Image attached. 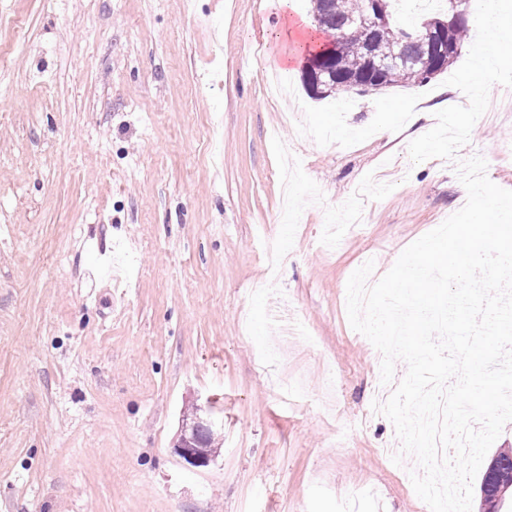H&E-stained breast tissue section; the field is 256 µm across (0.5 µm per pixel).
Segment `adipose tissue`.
<instances>
[{
  "mask_svg": "<svg viewBox=\"0 0 512 512\" xmlns=\"http://www.w3.org/2000/svg\"><path fill=\"white\" fill-rule=\"evenodd\" d=\"M474 21L484 27L486 35L480 51L477 83L490 86L500 72L512 62V13L501 8H487L475 14Z\"/></svg>",
  "mask_w": 512,
  "mask_h": 512,
  "instance_id": "1",
  "label": "adipose tissue"
}]
</instances>
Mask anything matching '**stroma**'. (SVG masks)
Listing matches in <instances>:
<instances>
[{
	"label": "stroma",
	"mask_w": 512,
	"mask_h": 512,
	"mask_svg": "<svg viewBox=\"0 0 512 512\" xmlns=\"http://www.w3.org/2000/svg\"><path fill=\"white\" fill-rule=\"evenodd\" d=\"M311 7L0 0V512H426L346 285L463 207L457 161L512 190V101L460 94L474 23L427 84L310 98ZM211 425L212 420L204 419L198 413L181 424L173 449L191 467H206L213 459L202 440V431Z\"/></svg>",
	"instance_id": "obj_1"
}]
</instances>
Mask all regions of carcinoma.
<instances>
[{"instance_id": "cac0c4a2", "label": "carcinoma", "mask_w": 512, "mask_h": 512, "mask_svg": "<svg viewBox=\"0 0 512 512\" xmlns=\"http://www.w3.org/2000/svg\"><path fill=\"white\" fill-rule=\"evenodd\" d=\"M314 22L318 28L334 36L344 32L343 39L337 45L336 55L325 56L323 50H315L313 54L323 57L321 67L328 68L338 81L351 80L356 84V91L364 93L370 87L380 89L390 86H406L429 81L434 76L446 71L459 56L468 32V18L453 20L448 12L420 13L413 20L403 23L393 16L392 2L394 0H380L382 8L391 15V23L379 28L373 35H368L351 25V19L363 10L368 0H311ZM426 19L435 20L436 38L448 46L451 54L448 60L442 61L431 54L424 40L416 37L402 39L405 31L415 32ZM371 42L373 50L381 53L391 47H396L406 58V62L388 69L378 76L368 71V64L364 54L366 42ZM306 90L316 99H325L336 95L334 83L314 86L303 76Z\"/></svg>"}]
</instances>
